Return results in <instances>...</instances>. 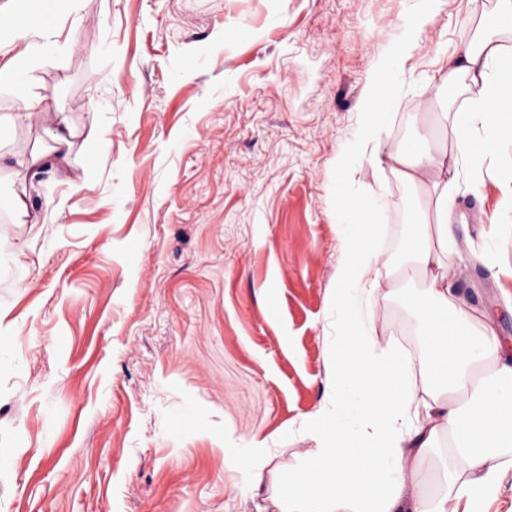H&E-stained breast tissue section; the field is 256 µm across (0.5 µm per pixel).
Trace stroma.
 Returning a JSON list of instances; mask_svg holds the SVG:
<instances>
[{
    "instance_id": "35a3bbf8",
    "label": "stroma",
    "mask_w": 512,
    "mask_h": 512,
    "mask_svg": "<svg viewBox=\"0 0 512 512\" xmlns=\"http://www.w3.org/2000/svg\"><path fill=\"white\" fill-rule=\"evenodd\" d=\"M496 0H82L61 19L62 57L30 76L77 135L37 221L9 201L16 160L50 152L0 90V512H279L272 486L311 462L341 312L346 204L378 197L367 309L381 346L429 381L424 282L399 251L421 190L369 159L338 156L360 98L423 12L383 138L451 126L438 99L449 54ZM512 138L459 172L451 291L512 336ZM261 444L260 468L228 454Z\"/></svg>"
}]
</instances>
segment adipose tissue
I'll return each instance as SVG.
<instances>
[{
    "mask_svg": "<svg viewBox=\"0 0 512 512\" xmlns=\"http://www.w3.org/2000/svg\"><path fill=\"white\" fill-rule=\"evenodd\" d=\"M52 29L30 21L6 27L0 49L13 55L0 65V87L21 95L28 117L37 119L56 154H68L75 129L63 112H48L41 98L28 94L30 71L56 50ZM512 77V49L493 34L466 42L448 57L440 80L469 97L466 109L453 101L422 102L426 111L453 118L458 132L481 125L483 141L494 146L512 113L504 111L507 80ZM396 98L394 84L374 80L364 91L358 147L370 151L378 165L425 191L436 217L437 243L417 236L409 256L426 287L413 304L423 315V336L431 361L432 383L417 391L405 355L380 348L360 316L363 295H378L370 272L384 262L374 246V201L353 204L354 219L345 227L350 249L338 275L336 306L346 319L340 326L347 350L332 361L327 381L328 406L310 424L322 452L296 471L287 490L277 492L280 512H448L447 497L428 498L419 461L425 451L441 449L445 470L463 478L456 490L468 507L495 494L502 475L512 469L505 449L512 447V363L488 324L476 319L451 293L452 266L445 245L456 222L448 191L457 164L432 147L417 152L393 146L381 137ZM20 186L12 196L17 218L36 210L33 193L43 174L67 182L69 172L52 161H19ZM446 448H439L440 436Z\"/></svg>",
    "mask_w": 512,
    "mask_h": 512,
    "instance_id": "obj_1",
    "label": "adipose tissue"
}]
</instances>
